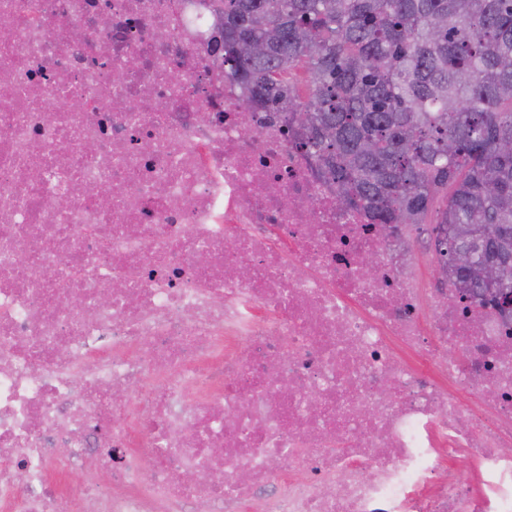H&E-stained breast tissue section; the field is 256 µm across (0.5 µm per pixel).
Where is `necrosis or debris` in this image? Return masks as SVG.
I'll return each mask as SVG.
<instances>
[{
  "instance_id": "necrosis-or-debris-1",
  "label": "necrosis or debris",
  "mask_w": 512,
  "mask_h": 512,
  "mask_svg": "<svg viewBox=\"0 0 512 512\" xmlns=\"http://www.w3.org/2000/svg\"><path fill=\"white\" fill-rule=\"evenodd\" d=\"M216 24L0 0V512H512V318L342 212Z\"/></svg>"
}]
</instances>
